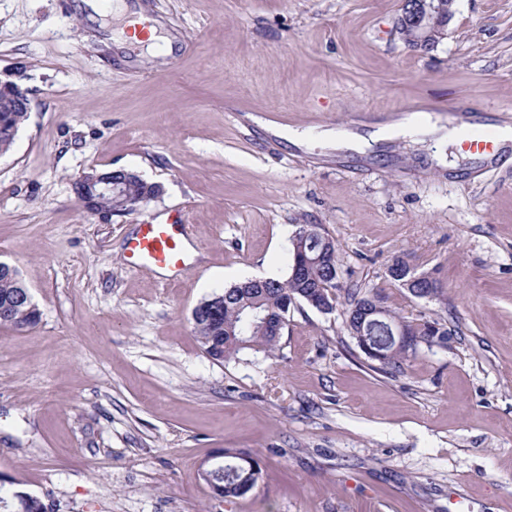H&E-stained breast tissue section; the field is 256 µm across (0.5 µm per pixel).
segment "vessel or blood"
<instances>
[{
  "label": "vessel or blood",
  "instance_id": "1",
  "mask_svg": "<svg viewBox=\"0 0 512 512\" xmlns=\"http://www.w3.org/2000/svg\"><path fill=\"white\" fill-rule=\"evenodd\" d=\"M459 135L462 148L472 153L490 155L498 147V140L492 132L463 127ZM186 229V224L179 221L140 225L137 233L127 242L132 266L163 270L173 277L181 275L188 257Z\"/></svg>",
  "mask_w": 512,
  "mask_h": 512
}]
</instances>
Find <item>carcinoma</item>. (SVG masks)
<instances>
[{
	"label": "carcinoma",
	"mask_w": 512,
	"mask_h": 512,
	"mask_svg": "<svg viewBox=\"0 0 512 512\" xmlns=\"http://www.w3.org/2000/svg\"><path fill=\"white\" fill-rule=\"evenodd\" d=\"M28 113L0 109V125L20 129ZM320 252L322 258L312 261L304 272L283 280L268 279L263 283L251 280L214 293L201 301L205 316L193 319V330L204 352L213 360L230 361L244 351L274 354L288 322V311L299 303L315 300L328 311L336 307L339 284L330 269L338 268L336 245L312 225H302L291 240V257ZM12 279L0 274V326L25 328L35 325L39 309L26 306L5 307L16 295ZM268 316L264 324L246 320L251 310ZM347 330L352 338L365 337L367 347L360 348L364 356L379 364V371L392 374L400 370L403 361L415 354L422 344L428 348H448L452 332L443 317L409 318L388 304L384 288L373 287L348 296ZM393 326L408 336L411 344L397 348L389 340L385 327ZM224 473L214 472L213 483L224 488V497L240 498L252 491L261 475L259 463L250 455L224 451ZM0 512H49L38 497L14 491L10 495L0 490Z\"/></svg>",
	"instance_id": "1"
}]
</instances>
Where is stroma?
<instances>
[{
    "mask_svg": "<svg viewBox=\"0 0 512 512\" xmlns=\"http://www.w3.org/2000/svg\"><path fill=\"white\" fill-rule=\"evenodd\" d=\"M112 2L105 29L148 4L171 53L105 48L81 0H0V79L31 100L0 156V261L41 311L0 327V485L51 512H512V145L493 160L448 146L450 169L430 135L366 155L317 137L409 108L512 123V0H456L429 51L401 38L403 0ZM120 168L160 195L131 214L82 209L76 180ZM184 215L198 254L177 283L129 265L139 224ZM302 224L335 242L340 287L444 317L451 349L419 347L389 376L344 305H295L273 357L211 360L194 308L286 278ZM402 256L437 270L445 302L387 285ZM224 448L262 469L245 497L199 477Z\"/></svg>",
    "mask_w": 512,
    "mask_h": 512,
    "instance_id": "obj_1",
    "label": "stroma"
}]
</instances>
